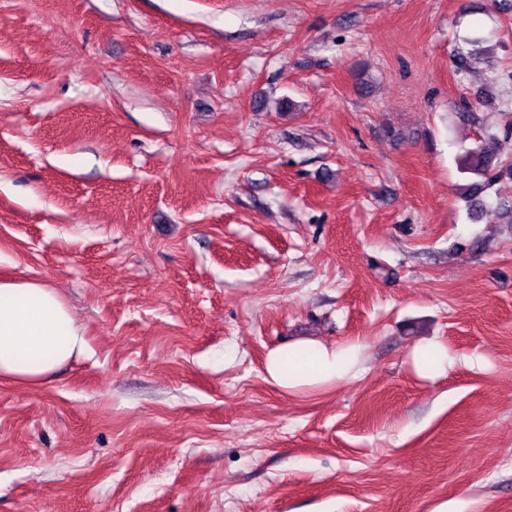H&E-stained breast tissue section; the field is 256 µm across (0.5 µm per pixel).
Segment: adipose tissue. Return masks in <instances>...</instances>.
Listing matches in <instances>:
<instances>
[{
  "instance_id": "ef3b65f1",
  "label": "adipose tissue",
  "mask_w": 512,
  "mask_h": 512,
  "mask_svg": "<svg viewBox=\"0 0 512 512\" xmlns=\"http://www.w3.org/2000/svg\"><path fill=\"white\" fill-rule=\"evenodd\" d=\"M82 328L60 291L39 279H0V378L40 386L85 354ZM363 371L356 345L329 347L296 341L269 352L268 381L287 391L357 379Z\"/></svg>"
}]
</instances>
